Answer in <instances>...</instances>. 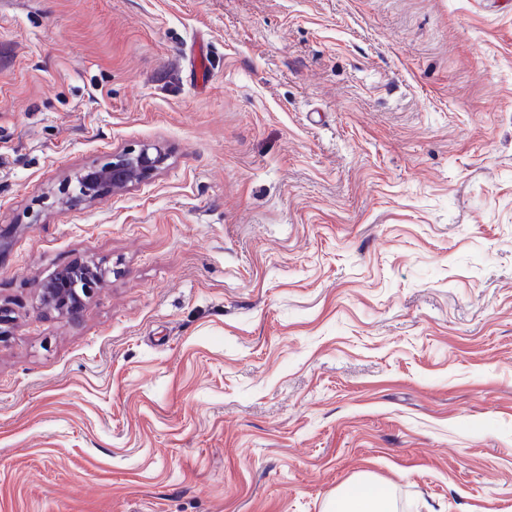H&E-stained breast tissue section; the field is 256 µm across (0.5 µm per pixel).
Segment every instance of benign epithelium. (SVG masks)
<instances>
[{
  "label": "benign epithelium",
  "mask_w": 512,
  "mask_h": 512,
  "mask_svg": "<svg viewBox=\"0 0 512 512\" xmlns=\"http://www.w3.org/2000/svg\"><path fill=\"white\" fill-rule=\"evenodd\" d=\"M166 161V154L157 145L115 152L107 162L86 166L65 179L56 196L71 208L90 205L150 180ZM104 276L105 271L90 262L67 264L41 285L39 303L62 315H75Z\"/></svg>",
  "instance_id": "benign-epithelium-1"
}]
</instances>
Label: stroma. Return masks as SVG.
Segmentation results:
<instances>
[{
  "label": "stroma",
  "mask_w": 512,
  "mask_h": 512,
  "mask_svg": "<svg viewBox=\"0 0 512 512\" xmlns=\"http://www.w3.org/2000/svg\"><path fill=\"white\" fill-rule=\"evenodd\" d=\"M8 224L0 512H512V0H12ZM166 154L157 145L112 154L107 162L80 169L60 183L56 196L68 207L90 205L150 180L165 165ZM105 271L90 262H73L65 265L40 288L41 306L62 315H75L85 304L94 289L102 282ZM332 511L336 512H390L384 492L369 480L344 489Z\"/></svg>",
  "instance_id": "stroma-1"
}]
</instances>
